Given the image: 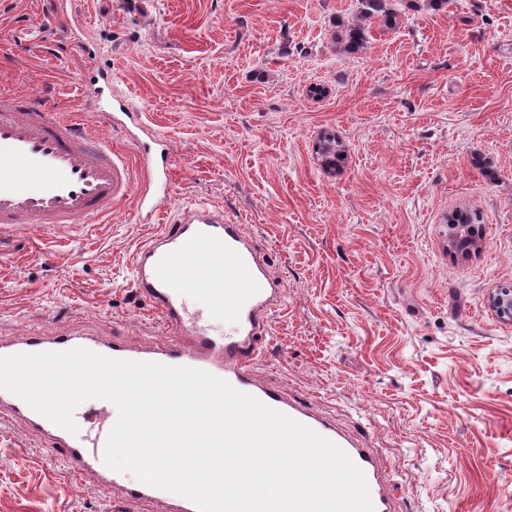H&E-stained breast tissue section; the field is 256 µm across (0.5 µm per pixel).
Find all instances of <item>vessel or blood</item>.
I'll return each mask as SVG.
<instances>
[{
	"label": "vessel or blood",
	"instance_id": "obj_1",
	"mask_svg": "<svg viewBox=\"0 0 512 512\" xmlns=\"http://www.w3.org/2000/svg\"><path fill=\"white\" fill-rule=\"evenodd\" d=\"M83 82L93 88L94 109L107 126L124 131L139 145V166L102 136L83 113L66 110L60 98L46 101L33 94L0 87V239L28 225L50 236L68 224H98L118 203L136 195L137 210L155 222L171 192V162L157 153L161 136L141 141L130 131V105L112 94V75L89 65ZM148 184L134 190V169ZM133 286L159 315L167 341L135 348L122 341L101 342L79 335L35 331L20 339H1L0 356L58 352L84 347L116 359L157 362L207 371L228 381L334 442L364 472L375 512H397L383 485L366 440H350L295 399L262 384L257 361L273 343L271 322L283 308V290L272 277L265 254L243 225L231 224L209 204L194 203L162 225L135 257ZM209 296L217 310L232 316L233 333L216 337L185 307L188 293ZM0 410L22 418L64 462L68 477H92L122 500L160 504L168 512H197L190 500L143 483H129L108 468L104 450L109 425L96 434H71L32 410L14 394L0 390Z\"/></svg>",
	"mask_w": 512,
	"mask_h": 512
}]
</instances>
